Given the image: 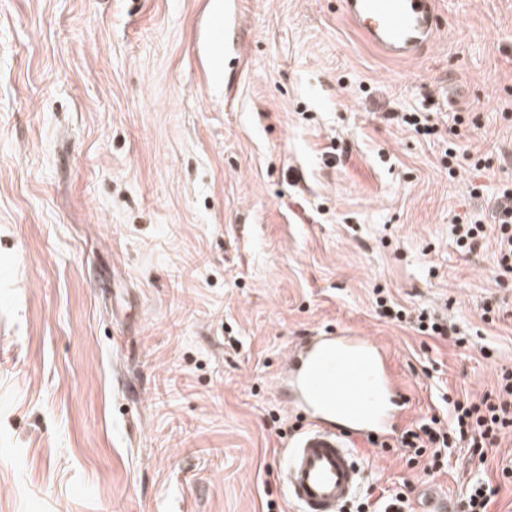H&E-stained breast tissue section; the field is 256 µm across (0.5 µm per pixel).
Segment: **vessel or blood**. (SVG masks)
<instances>
[{
  "label": "vessel or blood",
  "instance_id": "1",
  "mask_svg": "<svg viewBox=\"0 0 512 512\" xmlns=\"http://www.w3.org/2000/svg\"><path fill=\"white\" fill-rule=\"evenodd\" d=\"M344 12L373 47L417 57L438 28L436 0H344ZM306 430L281 481L299 512H339L361 489L353 438L392 441L405 411L387 351L355 332H325L291 350L278 377Z\"/></svg>",
  "mask_w": 512,
  "mask_h": 512
}]
</instances>
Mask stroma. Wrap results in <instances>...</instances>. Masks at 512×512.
I'll return each instance as SVG.
<instances>
[{"mask_svg":"<svg viewBox=\"0 0 512 512\" xmlns=\"http://www.w3.org/2000/svg\"><path fill=\"white\" fill-rule=\"evenodd\" d=\"M223 3L0 0V512H297L280 465L306 421L276 380L317 332L388 349L406 430L512 370V313L484 317L512 303L495 241L451 233L512 190V0H439L412 60L342 0ZM452 142L478 169L449 175ZM354 451L370 501L422 512V484L456 500L482 477L512 512V434L431 476ZM417 325L416 329L419 332L425 333L429 336L438 334L439 336L447 335L452 333L453 335H459V330L455 327H448L447 322L443 319L438 318L435 314H431L425 310H421L415 316L414 321H409Z\"/></svg>","mask_w":512,"mask_h":512,"instance_id":"1","label":"stroma"}]
</instances>
